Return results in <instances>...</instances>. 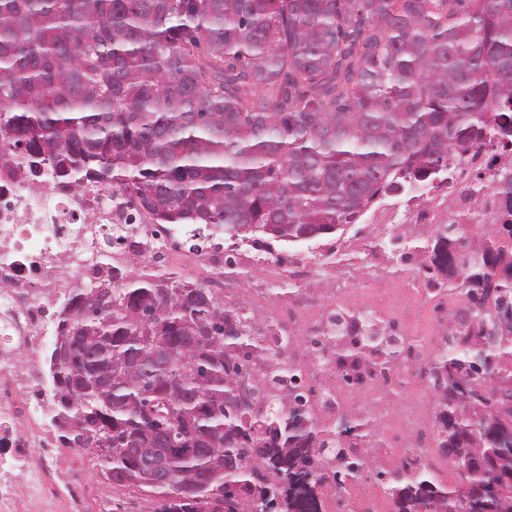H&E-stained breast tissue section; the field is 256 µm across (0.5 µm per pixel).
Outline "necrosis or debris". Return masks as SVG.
<instances>
[{
  "instance_id": "necrosis-or-debris-1",
  "label": "necrosis or debris",
  "mask_w": 512,
  "mask_h": 512,
  "mask_svg": "<svg viewBox=\"0 0 512 512\" xmlns=\"http://www.w3.org/2000/svg\"><path fill=\"white\" fill-rule=\"evenodd\" d=\"M476 155L473 167L449 165L447 185L408 197L397 210L384 201L371 206L362 223L419 235L436 224L461 223L468 214L486 228L500 223L502 204L491 185L503 154L480 147ZM119 235L148 248L157 239L154 224L135 213L127 198L95 183L75 187L46 166L31 174L23 158L0 155V512H112L111 486L86 501L80 476L64 462L46 421L53 395L42 378L51 307L93 275ZM324 250L338 256L339 264L320 266L301 257L285 267L243 246L237 256L260 270L266 284L285 280L299 286L320 272L333 275L334 306L381 317V309L352 286H391L387 257L373 242L357 238L326 243ZM368 253L375 254V264L364 263ZM334 306L306 312L299 334L325 335Z\"/></svg>"
}]
</instances>
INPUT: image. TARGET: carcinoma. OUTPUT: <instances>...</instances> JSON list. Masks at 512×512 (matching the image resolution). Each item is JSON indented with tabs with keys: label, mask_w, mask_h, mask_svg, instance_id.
<instances>
[{
	"label": "carcinoma",
	"mask_w": 512,
	"mask_h": 512,
	"mask_svg": "<svg viewBox=\"0 0 512 512\" xmlns=\"http://www.w3.org/2000/svg\"><path fill=\"white\" fill-rule=\"evenodd\" d=\"M0 0V145L95 180L153 223L310 251L404 184L448 175L485 141L512 146V0ZM503 223L471 250L437 224L421 246L427 284L466 300L419 378L433 394L440 482L410 452L377 472L391 512H512V170ZM132 263L99 270L58 312L66 362L47 357L53 425L146 512H325L369 469L376 437L294 372L291 339L269 344L224 289ZM99 288L110 290L101 303ZM323 366L387 385L404 347L362 318L330 337ZM255 378L257 397L238 392ZM152 453L171 474L141 468Z\"/></svg>",
	"instance_id": "1"
}]
</instances>
